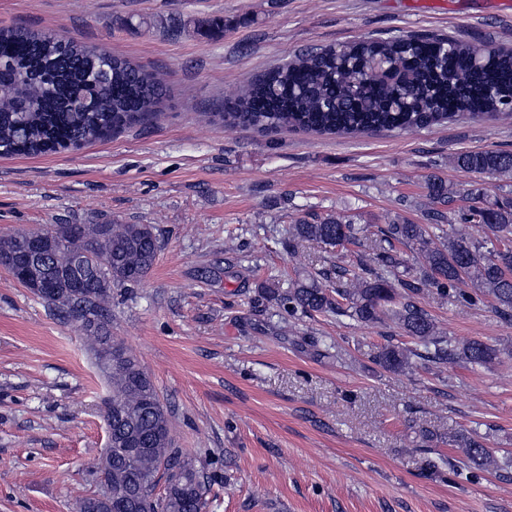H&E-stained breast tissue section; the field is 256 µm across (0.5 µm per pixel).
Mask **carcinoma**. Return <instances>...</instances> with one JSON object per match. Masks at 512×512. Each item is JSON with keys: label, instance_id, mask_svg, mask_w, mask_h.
<instances>
[{"label": "carcinoma", "instance_id": "carcinoma-1", "mask_svg": "<svg viewBox=\"0 0 512 512\" xmlns=\"http://www.w3.org/2000/svg\"><path fill=\"white\" fill-rule=\"evenodd\" d=\"M486 57L476 69V50ZM164 85L153 72L105 50L62 42L23 27L0 29V156H34L112 136L157 112ZM224 120L259 131L301 130L336 135L370 130L414 131L467 115L512 116V51L477 48L446 36L407 33L369 37L339 49L310 51L280 64L228 102ZM458 167L512 176V152L460 153ZM423 222L398 216L379 228L375 248L355 267L332 264L288 288H261L262 297L290 317L332 313L358 322L397 327L410 343L375 347L373 361L390 372L422 359L436 368L461 360L472 368L512 350L480 340L458 346L419 305L435 293L460 306L475 303L469 287L491 297L512 319V197L486 205L479 190L450 209L454 195L443 178L424 179ZM367 226L327 215L291 226L289 242L359 244ZM57 240L35 271L16 277L57 314L78 323L89 351L112 387L105 406L112 456L99 492L79 500L112 501V512H205L211 481L174 448L167 407L151 377L112 340V289L139 284L155 264L159 239L150 224H60L27 234ZM23 233L0 239V258L16 253ZM421 260L408 264L404 250ZM93 270L74 287L70 273L85 255ZM56 292L36 290L43 275ZM464 454L482 469L493 462L486 437L474 430ZM164 484L156 497H134Z\"/></svg>", "mask_w": 512, "mask_h": 512}]
</instances>
